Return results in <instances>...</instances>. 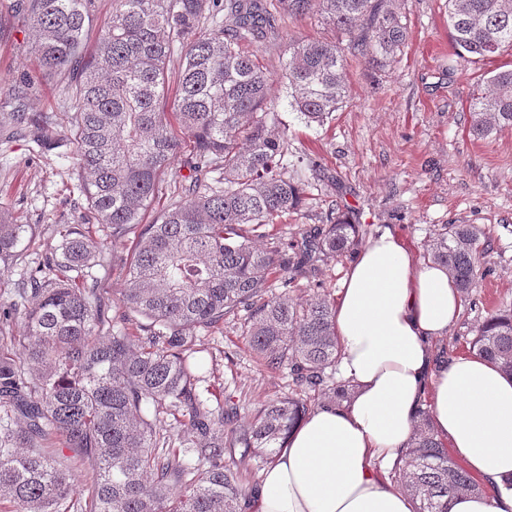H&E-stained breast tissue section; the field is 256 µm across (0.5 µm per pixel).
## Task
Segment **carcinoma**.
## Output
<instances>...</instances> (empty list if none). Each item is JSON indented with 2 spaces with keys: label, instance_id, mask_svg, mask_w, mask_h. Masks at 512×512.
<instances>
[{
  "label": "carcinoma",
  "instance_id": "carcinoma-1",
  "mask_svg": "<svg viewBox=\"0 0 512 512\" xmlns=\"http://www.w3.org/2000/svg\"><path fill=\"white\" fill-rule=\"evenodd\" d=\"M388 2L112 0L90 50L95 0H14V17L36 33L39 72L58 80L75 107L64 137L29 111L37 83L24 75L8 87L12 111L0 134L45 150L73 145L90 173L79 185L87 210L112 245L132 240L135 248L119 268L126 288L110 304L92 274L100 243L85 225L66 224L59 248L23 272L0 312V340L22 348H0V502L15 512H244L245 473L256 459L274 460L308 411L306 397L348 398L349 383L335 377L333 305L297 302L286 288L314 255L353 253L360 228L331 204L301 239L260 247L267 227L301 210L306 189L327 176L310 158L288 161V136L272 130V76L245 46L278 40L284 15H315L341 33L344 46L288 43L290 105L322 126L346 98L347 54L384 67L404 47L407 27ZM448 26L456 48L475 59L512 51V0H448ZM176 51L182 64L169 105ZM489 83L491 94L470 103L477 139L512 127V69ZM177 160L188 174L173 171ZM165 191L176 200L143 223ZM25 228L0 211V263L22 259ZM479 247L474 224H441L427 242L464 300L489 272ZM273 276L285 291L270 297ZM232 321L260 364L289 370L295 384L246 424L234 396L211 403L210 369L198 356L199 333ZM470 351L512 376V309L485 318ZM168 416L183 434L167 432ZM87 461L95 476L84 495L77 472ZM392 474L416 512H449L454 497L480 492L426 410Z\"/></svg>",
  "mask_w": 512,
  "mask_h": 512
}]
</instances>
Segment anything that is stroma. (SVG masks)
Wrapping results in <instances>:
<instances>
[{"label":"stroma","mask_w":512,"mask_h":512,"mask_svg":"<svg viewBox=\"0 0 512 512\" xmlns=\"http://www.w3.org/2000/svg\"><path fill=\"white\" fill-rule=\"evenodd\" d=\"M13 0H0V88L22 73H36L29 44L32 34L12 13ZM408 26L406 47L387 67L359 57L348 60L347 97L333 120L309 126L288 105L279 76L289 41L336 40L329 25L310 16L282 18V40L253 42L249 51L275 77L270 96L288 130V149L321 164L328 180L311 190L299 213L277 232L300 239L320 223L328 201L355 212L362 238L394 225L406 245L425 251L437 224H474L481 230L490 275L436 351L468 352L476 326L493 308L512 309V128L476 140L469 133L470 102L489 76L512 69V55L476 62L457 56L448 27L446 0H395ZM84 177L74 153H40L34 143L0 145V209L26 225L18 243L22 265H0V307L9 306L23 265L38 262L55 248L66 224L85 221L87 203L78 186ZM348 258L315 262L288 293L304 301L314 293L336 300ZM216 396L232 392L242 419L266 401L289 391L288 371L264 369L236 324L199 337Z\"/></svg>","instance_id":"1"}]
</instances>
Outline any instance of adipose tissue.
Masks as SVG:
<instances>
[{
    "label": "adipose tissue",
    "mask_w": 512,
    "mask_h": 512,
    "mask_svg": "<svg viewBox=\"0 0 512 512\" xmlns=\"http://www.w3.org/2000/svg\"><path fill=\"white\" fill-rule=\"evenodd\" d=\"M462 306L447 269L378 227L358 250L335 304L340 371L352 399L313 410L262 474L250 512H415L377 470L395 462L428 407L438 438L486 486L450 512H512V378L476 353L437 365L435 342Z\"/></svg>",
    "instance_id": "ef3b65f1"
}]
</instances>
